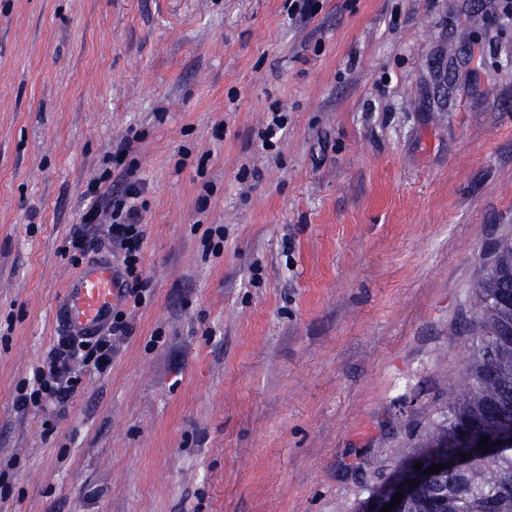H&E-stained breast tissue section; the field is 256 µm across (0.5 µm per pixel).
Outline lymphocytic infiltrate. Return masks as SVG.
Instances as JSON below:
<instances>
[{"label": "lymphocytic infiltrate", "instance_id": "obj_1", "mask_svg": "<svg viewBox=\"0 0 512 512\" xmlns=\"http://www.w3.org/2000/svg\"><path fill=\"white\" fill-rule=\"evenodd\" d=\"M132 150V138L124 137L113 143L112 166L89 183L88 203L80 224L67 237L64 251L76 267L96 253L118 257V276L124 287L120 299L138 305L147 289L141 269L147 226L142 216L145 184L125 164ZM131 333L125 310L117 307L113 308L109 322L92 335L60 329L55 345L34 369L31 380L18 386L13 402L15 411L24 414L33 408L66 403L77 392L83 369L108 372L118 342Z\"/></svg>", "mask_w": 512, "mask_h": 512}]
</instances>
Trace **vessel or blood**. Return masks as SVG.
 I'll return each instance as SVG.
<instances>
[{
	"label": "vessel or blood",
	"mask_w": 512,
	"mask_h": 512,
	"mask_svg": "<svg viewBox=\"0 0 512 512\" xmlns=\"http://www.w3.org/2000/svg\"><path fill=\"white\" fill-rule=\"evenodd\" d=\"M120 285L110 263L88 265L65 286L60 319L74 333L87 334L102 326L112 313Z\"/></svg>",
	"instance_id": "1"
}]
</instances>
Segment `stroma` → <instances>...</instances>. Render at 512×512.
Returning a JSON list of instances; mask_svg holds the SVG:
<instances>
[{
  "instance_id": "1",
  "label": "stroma",
  "mask_w": 512,
  "mask_h": 512,
  "mask_svg": "<svg viewBox=\"0 0 512 512\" xmlns=\"http://www.w3.org/2000/svg\"><path fill=\"white\" fill-rule=\"evenodd\" d=\"M130 133L133 333L18 414L60 249ZM510 233L499 0H316L303 23L288 0H0V512H355L463 369Z\"/></svg>"
}]
</instances>
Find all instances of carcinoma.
Instances as JSON below:
<instances>
[{"label": "carcinoma", "mask_w": 512, "mask_h": 512, "mask_svg": "<svg viewBox=\"0 0 512 512\" xmlns=\"http://www.w3.org/2000/svg\"><path fill=\"white\" fill-rule=\"evenodd\" d=\"M467 361L448 381V398L417 443L406 449L400 472L460 431L495 432L512 420V236L499 239L494 259L470 294ZM401 512H512V445L475 454L461 471L438 475L405 500Z\"/></svg>", "instance_id": "cac0c4a2"}]
</instances>
